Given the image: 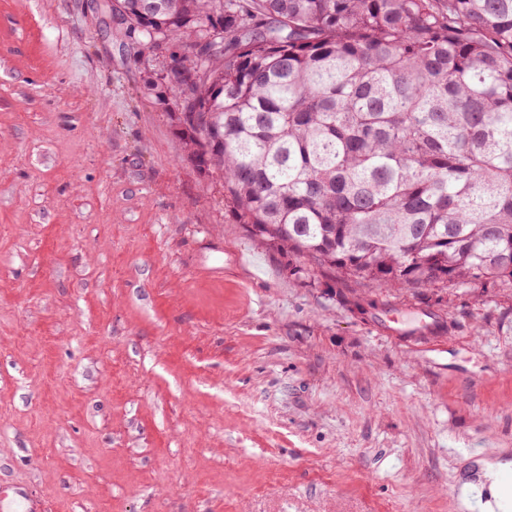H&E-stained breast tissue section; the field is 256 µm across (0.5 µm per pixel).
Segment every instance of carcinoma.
I'll return each mask as SVG.
<instances>
[{"mask_svg": "<svg viewBox=\"0 0 512 512\" xmlns=\"http://www.w3.org/2000/svg\"><path fill=\"white\" fill-rule=\"evenodd\" d=\"M116 2L195 68L146 87L238 223L381 288L512 286V0Z\"/></svg>", "mask_w": 512, "mask_h": 512, "instance_id": "obj_1", "label": "carcinoma"}]
</instances>
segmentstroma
<instances>
[{
	"mask_svg": "<svg viewBox=\"0 0 512 512\" xmlns=\"http://www.w3.org/2000/svg\"><path fill=\"white\" fill-rule=\"evenodd\" d=\"M103 0H0V483L43 512H463L512 288H378L238 223ZM428 312L442 348L386 331Z\"/></svg>",
	"mask_w": 512,
	"mask_h": 512,
	"instance_id": "1",
	"label": "stroma"
}]
</instances>
